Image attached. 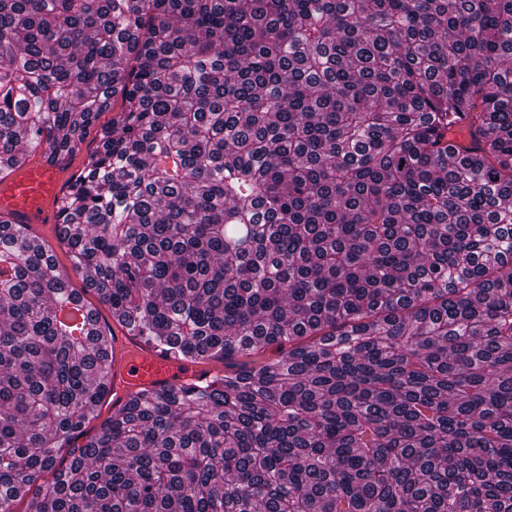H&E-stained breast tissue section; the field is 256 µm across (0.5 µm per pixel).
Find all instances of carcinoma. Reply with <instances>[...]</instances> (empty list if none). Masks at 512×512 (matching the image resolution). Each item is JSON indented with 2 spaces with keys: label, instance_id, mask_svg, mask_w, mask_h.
Instances as JSON below:
<instances>
[{
  "label": "carcinoma",
  "instance_id": "carcinoma-1",
  "mask_svg": "<svg viewBox=\"0 0 512 512\" xmlns=\"http://www.w3.org/2000/svg\"><path fill=\"white\" fill-rule=\"evenodd\" d=\"M24 141L84 154L113 321L244 362L84 437L112 327L1 217L0 512H512V0H0V182Z\"/></svg>",
  "mask_w": 512,
  "mask_h": 512
}]
</instances>
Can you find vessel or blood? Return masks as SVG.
<instances>
[{"instance_id":"b4317fda","label":"vessel or blood","mask_w":512,"mask_h":512,"mask_svg":"<svg viewBox=\"0 0 512 512\" xmlns=\"http://www.w3.org/2000/svg\"><path fill=\"white\" fill-rule=\"evenodd\" d=\"M79 169L78 161L68 159L46 165L40 151H33L0 183V214L13 223L37 227L42 235H55L56 202ZM209 378L204 365L146 348L129 336L116 335L109 342L108 396L114 406H121L143 389H165Z\"/></svg>"}]
</instances>
